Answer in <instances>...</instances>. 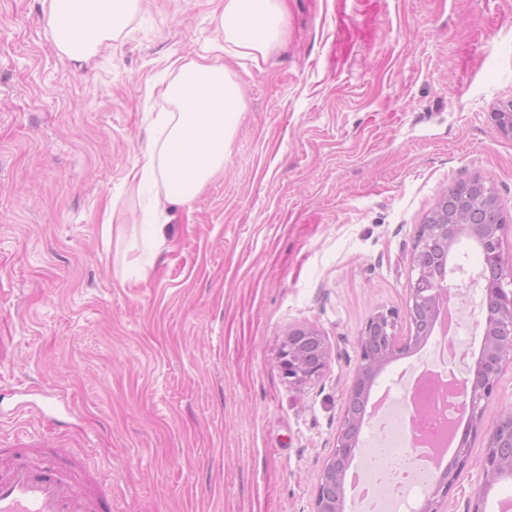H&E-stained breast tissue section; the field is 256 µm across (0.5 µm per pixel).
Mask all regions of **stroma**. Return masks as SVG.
<instances>
[{
    "label": "stroma",
    "instance_id": "stroma-1",
    "mask_svg": "<svg viewBox=\"0 0 512 512\" xmlns=\"http://www.w3.org/2000/svg\"><path fill=\"white\" fill-rule=\"evenodd\" d=\"M288 44L227 59L245 112L191 208L142 221L162 184L129 173L170 62L206 54L213 0H143L83 66L43 0H0V437L77 460L112 512H311L374 313L403 310L420 224L452 184L490 176L512 255V0H287ZM112 227L104 229V213ZM472 253L457 340L482 342ZM324 336L306 385L278 368L291 328ZM374 390L399 403L402 371ZM443 505L467 512L484 454Z\"/></svg>",
    "mask_w": 512,
    "mask_h": 512
}]
</instances>
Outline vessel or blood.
I'll list each match as a JSON object with an SVG mask.
<instances>
[{"instance_id":"obj_1","label":"vessel or blood","mask_w":512,"mask_h":512,"mask_svg":"<svg viewBox=\"0 0 512 512\" xmlns=\"http://www.w3.org/2000/svg\"><path fill=\"white\" fill-rule=\"evenodd\" d=\"M0 512H106L99 496L77 483L67 461L35 462L29 443L0 447Z\"/></svg>"}]
</instances>
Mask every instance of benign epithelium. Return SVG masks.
I'll return each instance as SVG.
<instances>
[{"label":"benign epithelium","instance_id":"7a95c632","mask_svg":"<svg viewBox=\"0 0 512 512\" xmlns=\"http://www.w3.org/2000/svg\"><path fill=\"white\" fill-rule=\"evenodd\" d=\"M495 131L512 137V100L499 103L492 112ZM491 178L475 176L448 187L455 196V223L443 218L440 224L421 225L412 248V272L404 311L382 310L373 314L357 336L360 362L350 390L348 406L336 437V448L326 461L312 504V512H342L346 472L359 442L363 417L361 407L380 372L428 341L430 329L419 330V321L433 324L438 299L450 282L434 278L439 258L453 250L451 234L466 228L479 237L489 266L497 279H486L482 317V345L474 366L467 368L459 384L463 391L467 425L452 458L431 476L432 491L418 512H442L441 506L467 466L473 441L486 438L482 460V479L472 492L469 512H485V500L492 485L501 479H512V409L504 411L494 428L484 430L485 403L497 393L498 377L507 364H512V257L505 254L499 231L500 224H479L476 211ZM408 324V333L397 334L398 323ZM324 337L310 326L292 329L283 341L279 366L294 385H304L321 377L327 365Z\"/></svg>","mask_w":512,"mask_h":512}]
</instances>
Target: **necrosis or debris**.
<instances>
[{
    "label": "necrosis or debris",
    "instance_id": "necrosis-or-debris-1",
    "mask_svg": "<svg viewBox=\"0 0 512 512\" xmlns=\"http://www.w3.org/2000/svg\"><path fill=\"white\" fill-rule=\"evenodd\" d=\"M468 356L466 348L450 341L438 355L434 371L414 380L408 399L401 405L382 401L373 448L367 449L355 471L362 512H402L410 490L422 487L433 469L431 447L442 441L449 424L463 413L461 398L448 384L456 367ZM410 448L413 464L401 470H386L376 463L381 448Z\"/></svg>",
    "mask_w": 512,
    "mask_h": 512
}]
</instances>
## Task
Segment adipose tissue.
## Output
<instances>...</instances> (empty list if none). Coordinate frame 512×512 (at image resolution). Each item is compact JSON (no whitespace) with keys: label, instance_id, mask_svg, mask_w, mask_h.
<instances>
[{"label":"adipose tissue","instance_id":"1","mask_svg":"<svg viewBox=\"0 0 512 512\" xmlns=\"http://www.w3.org/2000/svg\"><path fill=\"white\" fill-rule=\"evenodd\" d=\"M47 26L57 48L80 62L128 27L138 0H46ZM222 41L216 56L175 60L165 89L171 110L157 113L154 131L133 170V181L163 179L158 209L186 206L224 166L244 112L240 85L221 53L252 61L266 59L288 34L284 0H219Z\"/></svg>","mask_w":512,"mask_h":512}]
</instances>
